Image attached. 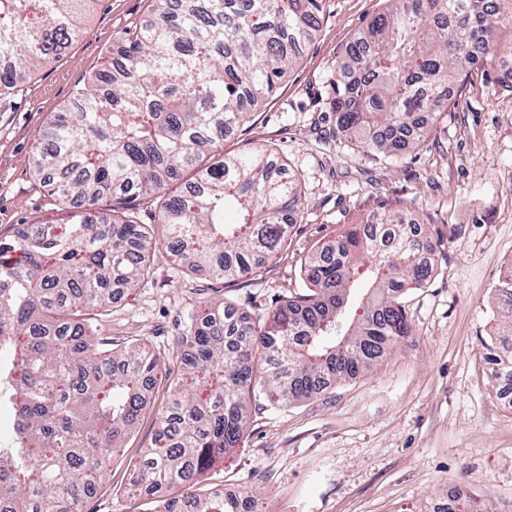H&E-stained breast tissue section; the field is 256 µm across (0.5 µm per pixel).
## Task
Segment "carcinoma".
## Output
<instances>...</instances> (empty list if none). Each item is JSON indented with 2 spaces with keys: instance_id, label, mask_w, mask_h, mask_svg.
Listing matches in <instances>:
<instances>
[{
  "instance_id": "1",
  "label": "carcinoma",
  "mask_w": 512,
  "mask_h": 512,
  "mask_svg": "<svg viewBox=\"0 0 512 512\" xmlns=\"http://www.w3.org/2000/svg\"><path fill=\"white\" fill-rule=\"evenodd\" d=\"M96 0H0V91L82 35ZM152 21L118 58L75 87L40 134L35 176L70 207L0 246V403L14 410L0 445V512H81L165 378L171 400L127 493L157 512H241L251 495L201 487L240 443L250 400L286 406L382 362L412 335L402 298L433 273V243L400 211L353 224L301 265L307 291L263 321L224 304L188 316L182 369L135 343L98 336L115 288L151 275L157 239L136 202L154 196L167 247L189 272L262 276L303 205L298 181L269 148L217 153L269 98L319 27L323 0H151ZM336 61V135L396 161L424 140L464 70L497 60L512 0H389ZM190 172L185 191L166 187ZM108 198L112 206L95 205ZM512 319V278L497 288ZM494 378L512 381V328L487 347ZM441 512H488L448 496Z\"/></svg>"
}]
</instances>
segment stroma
<instances>
[{"mask_svg": "<svg viewBox=\"0 0 512 512\" xmlns=\"http://www.w3.org/2000/svg\"><path fill=\"white\" fill-rule=\"evenodd\" d=\"M150 0H96L81 37L57 59L0 92V243L31 224H62L65 205L35 178L43 127L77 84L105 67L113 47L151 18ZM387 0H323L320 27L276 91L236 134L234 152L276 149L296 174L304 210L261 279L184 273L167 250L151 277L101 313L115 346L147 343L169 366L193 309L223 302L259 320L302 285L301 263L349 225L403 210L434 244L435 272L405 300L413 334L354 380L288 408L253 399L250 426L211 483L248 489L258 512H432L459 483L489 512H512V409L485 361L504 320L500 268L512 259V80L497 63L460 78L426 138L388 165L333 138L330 82L337 59ZM124 454L82 512H152L125 492L126 467L150 444L157 385Z\"/></svg>", "mask_w": 512, "mask_h": 512, "instance_id": "obj_1", "label": "stroma"}]
</instances>
